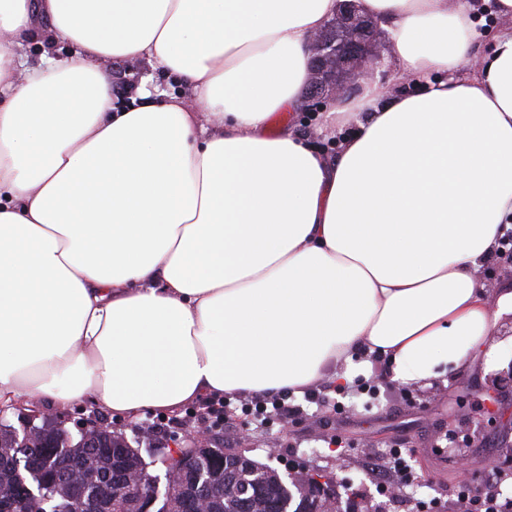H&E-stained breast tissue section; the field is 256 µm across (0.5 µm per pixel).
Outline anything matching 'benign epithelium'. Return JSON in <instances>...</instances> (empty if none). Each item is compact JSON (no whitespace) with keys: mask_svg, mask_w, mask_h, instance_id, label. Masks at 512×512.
I'll list each match as a JSON object with an SVG mask.
<instances>
[{"mask_svg":"<svg viewBox=\"0 0 512 512\" xmlns=\"http://www.w3.org/2000/svg\"><path fill=\"white\" fill-rule=\"evenodd\" d=\"M314 80L308 86L307 98L321 103L327 92L340 95L357 87L362 76H372L385 67L384 35L380 21L362 15L355 0H341L339 10L323 30L311 40ZM210 448L208 431L199 429L184 438L182 450L175 458L188 465L196 452ZM303 478L316 490V504L326 506L336 501V477L319 473ZM192 512H210V500L205 485H196L190 495Z\"/></svg>","mask_w":512,"mask_h":512,"instance_id":"1","label":"benign epithelium"}]
</instances>
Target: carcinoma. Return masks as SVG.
I'll use <instances>...</instances> for the list:
<instances>
[{
    "label": "carcinoma",
    "mask_w": 512,
    "mask_h": 512,
    "mask_svg": "<svg viewBox=\"0 0 512 512\" xmlns=\"http://www.w3.org/2000/svg\"><path fill=\"white\" fill-rule=\"evenodd\" d=\"M234 465L230 456L210 454L180 472L178 484L161 492L152 485L158 476L149 473L139 449L118 434L102 432L88 443L59 428H47L38 442L0 423V488L10 491V496L0 498V512H92L90 502L63 500L57 489L75 477L89 492L104 497L114 492L128 469L145 474V482L127 492L130 512H188L181 487L195 485L199 474L209 484L212 512H304L310 490L302 480L285 479L258 463L244 484L233 476Z\"/></svg>",
    "instance_id": "1"
}]
</instances>
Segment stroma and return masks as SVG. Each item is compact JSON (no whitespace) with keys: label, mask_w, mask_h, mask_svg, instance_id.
Instances as JSON below:
<instances>
[{"label":"stroma","mask_w":512,"mask_h":512,"mask_svg":"<svg viewBox=\"0 0 512 512\" xmlns=\"http://www.w3.org/2000/svg\"><path fill=\"white\" fill-rule=\"evenodd\" d=\"M112 97L116 104L138 98L141 88L159 89L182 96L192 103L188 87L157 66L136 59L108 62ZM319 107L303 105L293 113L272 117L270 129L294 128L316 146L336 153L338 139L321 133ZM386 365L373 361L367 375L370 396L342 397V411L328 404L306 403L304 396L290 395L302 405L301 414L287 428L274 425L260 429L240 420L225 423L220 437L224 447L246 448L253 460L275 468L280 474L331 473L336 477V496L342 503L360 505L362 512H411L414 504L440 498L444 512H458L453 490L461 482L462 467H469L478 485L502 497L512 498V369L491 367L483 349L471 350L463 368L447 381L401 386L385 375ZM211 399L193 401L172 412L162 423V411H144L122 417L103 411L114 430L135 437L137 430L164 429L167 436H180L199 427L207 418ZM473 437L471 447H447V435ZM342 445H335V438ZM410 449L409 463L422 478L418 484L393 485L389 496L378 495L376 484L365 469L389 465L390 448Z\"/></svg>","instance_id":"obj_1"}]
</instances>
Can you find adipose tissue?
<instances>
[{
  "label": "adipose tissue",
  "mask_w": 512,
  "mask_h": 512,
  "mask_svg": "<svg viewBox=\"0 0 512 512\" xmlns=\"http://www.w3.org/2000/svg\"><path fill=\"white\" fill-rule=\"evenodd\" d=\"M340 0H0V406L120 416L202 396L447 379L512 316L476 273L512 223V32L456 76L475 0H356L400 81L339 97L327 155L294 129ZM69 54L32 66L36 15ZM189 87L118 106L103 62Z\"/></svg>",
  "instance_id": "adipose-tissue-1"
}]
</instances>
